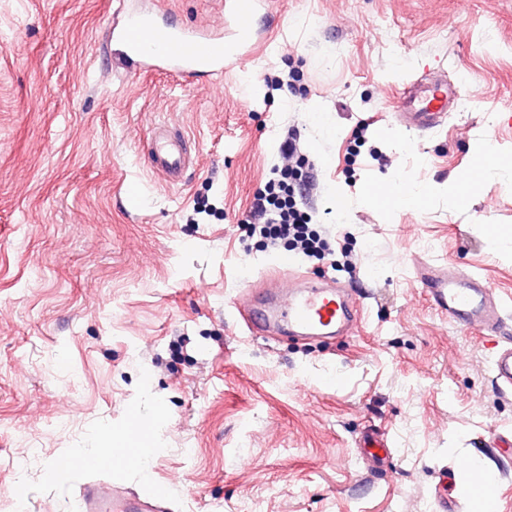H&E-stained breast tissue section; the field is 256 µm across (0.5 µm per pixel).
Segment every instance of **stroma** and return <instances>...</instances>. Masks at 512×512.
<instances>
[{
  "mask_svg": "<svg viewBox=\"0 0 512 512\" xmlns=\"http://www.w3.org/2000/svg\"><path fill=\"white\" fill-rule=\"evenodd\" d=\"M122 4L239 49L218 75L139 74L109 37ZM424 74L462 104L399 129L395 94ZM163 122L196 143L177 184L143 158ZM290 136L310 172L300 207L335 249L297 256L298 274L369 291L358 332L328 341L248 340L235 314L239 293L287 277L283 246L241 227ZM483 145L512 160V0H261L244 40L219 0H0V505L76 512L77 451L134 407L155 427L124 480L166 488L171 512H439L464 457L498 479L491 512H512L493 344L412 267L452 262L512 315V251L487 238L512 234V167L448 206ZM393 178L431 194L366 202ZM371 428L388 466L360 446Z\"/></svg>",
  "mask_w": 512,
  "mask_h": 512,
  "instance_id": "stroma-1",
  "label": "stroma"
}]
</instances>
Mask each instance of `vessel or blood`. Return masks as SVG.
<instances>
[{
	"mask_svg": "<svg viewBox=\"0 0 512 512\" xmlns=\"http://www.w3.org/2000/svg\"><path fill=\"white\" fill-rule=\"evenodd\" d=\"M258 0H230L234 20L241 30H249ZM112 41L125 61L147 71L168 70L183 75L223 72L234 51L223 40L202 33L160 23L147 11L126 13L112 30ZM461 87L423 79L405 87L397 105L396 120L408 130L436 127L440 117L458 106ZM148 166L168 180H178L191 160L187 137L179 132L162 133L147 148ZM418 281L429 302L449 319L497 338L490 359V372L500 390L512 392V323L492 288L480 277L446 263L414 261ZM243 321L252 335H266L289 328L306 338L339 335L356 329L362 316L350 305L347 289L335 283L311 285L301 290L277 291L270 312L241 304ZM361 446L378 464H385L390 450L384 435L369 433ZM135 451L113 457L105 452L84 459L88 476L77 491L78 512H169L167 494L143 495L123 484L112 482L115 470L131 467Z\"/></svg>",
	"mask_w": 512,
	"mask_h": 512,
	"instance_id": "1",
	"label": "vessel or blood"
}]
</instances>
